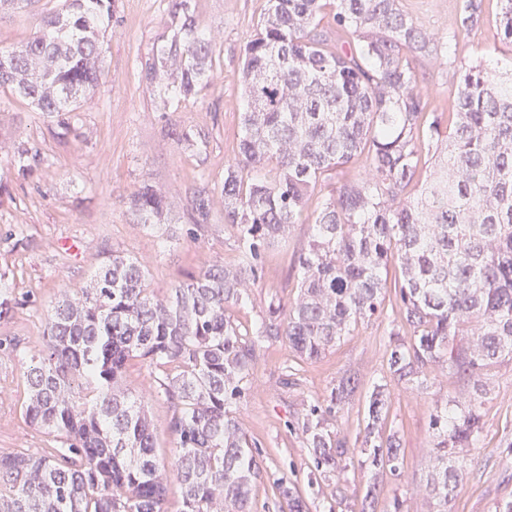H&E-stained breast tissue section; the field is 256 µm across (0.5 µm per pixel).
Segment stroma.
<instances>
[{
    "label": "stroma",
    "mask_w": 512,
    "mask_h": 512,
    "mask_svg": "<svg viewBox=\"0 0 512 512\" xmlns=\"http://www.w3.org/2000/svg\"><path fill=\"white\" fill-rule=\"evenodd\" d=\"M462 0H401L403 11L419 28L449 41V50L419 55L413 62L418 90L437 113L454 111L452 93L462 65L485 62L512 69V46L500 43L492 26L471 36L459 23ZM266 0H192L199 30L216 38V80L179 109L165 106L158 90L141 72L156 49L167 17L168 0H119L108 32L99 85L79 113L71 133L59 137L57 122L27 102L11 100L0 117V140L37 146L42 161L31 177H18V164L0 154V293L13 308L0 319V342L32 347L43 341L44 313L61 289L77 288L111 255L131 256L147 265L155 296L166 297L179 282L214 265H234L238 241L224 226V207L214 204L209 221L193 223L192 200L213 192L231 164L244 110L239 82L245 43ZM63 0H24L0 10V48L35 33L44 16L61 12ZM193 128L203 144L182 148L172 127ZM166 195L169 221L154 227L133 223L128 199L143 181ZM311 229L294 225L286 242L270 248L262 262L248 306L234 309L242 325L259 320L270 300L296 298L298 257ZM387 319L359 323L352 336L317 361L301 365L302 384L287 388L281 368L293 354L287 340L264 343L252 394L239 408V420L258 443L265 478L254 492V512H289L275 498L278 479L294 482L309 512H362L369 485H376L375 512H389L393 498L406 512H434L425 492L430 416L447 398L466 389L459 376L433 372L421 388L393 390L388 427L402 435L404 474L396 478L371 465L342 459L339 469L322 477L311 449L293 427L306 404L324 398L344 372L357 375L359 389L334 427L348 445L363 435L366 399L375 381L388 374ZM491 399L484 413L482 448L470 451L471 464L448 512H494L512 500V363L490 374ZM27 382L18 358L0 352V453L26 448L38 453L52 447V435L26 423Z\"/></svg>",
    "instance_id": "35a3bbf8"
}]
</instances>
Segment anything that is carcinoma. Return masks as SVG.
<instances>
[{"mask_svg":"<svg viewBox=\"0 0 512 512\" xmlns=\"http://www.w3.org/2000/svg\"><path fill=\"white\" fill-rule=\"evenodd\" d=\"M498 2L494 22L512 45V0ZM115 4L67 0L37 35L0 49V87L71 131L72 113L98 85ZM333 5L349 41L317 33L323 0H267L245 45L242 135L220 188L237 264L209 268L159 299L140 260L114 255L47 311L42 345L19 358L25 420L56 447L0 453V512H165L169 474L182 485L183 512H253L263 467L237 409L253 392L262 342L288 341L295 362L284 384L298 385L300 363L385 315L392 265L401 279L389 379L366 400L353 454L401 476L400 434L383 431L391 385H422L438 367L466 378L467 390L430 421L425 491L446 512L469 464L458 449L482 443L489 373L512 361V75L481 63L462 68L454 120L445 124L427 111L412 66L414 55L437 52L436 36L415 26L400 0ZM484 24L483 0H463L461 28L475 35ZM166 29L142 72L177 105L214 81V42L198 31L191 0H169ZM14 156L24 177L41 153L19 142ZM362 156L368 174L339 182L312 214L297 297L270 303L251 327L237 323L231 309L250 302L266 251L299 223L317 184ZM211 206L209 195L196 196L195 223H207ZM129 209L139 224H161L167 204L145 183ZM133 359L150 378L143 392L125 382ZM357 388L355 375L343 373L298 421L324 475L347 454L331 421ZM159 394L173 405L179 448L165 470L145 410ZM274 488L289 512H306L295 484L280 479Z\"/></svg>","mask_w":512,"mask_h":512,"instance_id":"cac0c4a2","label":"carcinoma"}]
</instances>
